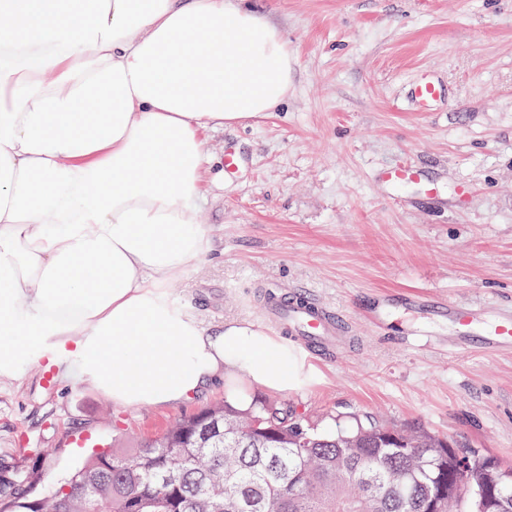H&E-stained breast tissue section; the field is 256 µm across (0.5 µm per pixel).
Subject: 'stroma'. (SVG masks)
I'll list each match as a JSON object with an SVG mask.
<instances>
[{"mask_svg":"<svg viewBox=\"0 0 512 512\" xmlns=\"http://www.w3.org/2000/svg\"><path fill=\"white\" fill-rule=\"evenodd\" d=\"M293 59L273 112L207 131L206 153L242 158L209 179L200 204L212 252L169 285L208 327L264 326L268 285L339 309L351 332L307 383L255 400L296 406L319 425L373 414L419 424L460 448L512 463V350L459 351L429 304L512 313V0H245ZM442 97L408 100L421 74ZM396 163L438 188L380 180ZM467 183L471 196L457 205ZM44 366L0 378V458L27 465L47 448L31 491L55 494L95 451L161 439L180 418L223 402L216 385L178 406H120L88 386L45 383Z\"/></svg>","mask_w":512,"mask_h":512,"instance_id":"obj_1","label":"stroma"}]
</instances>
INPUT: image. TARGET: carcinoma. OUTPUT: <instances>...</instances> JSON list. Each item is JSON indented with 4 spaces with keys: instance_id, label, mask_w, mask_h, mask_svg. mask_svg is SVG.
<instances>
[{
    "instance_id": "obj_1",
    "label": "carcinoma",
    "mask_w": 512,
    "mask_h": 512,
    "mask_svg": "<svg viewBox=\"0 0 512 512\" xmlns=\"http://www.w3.org/2000/svg\"><path fill=\"white\" fill-rule=\"evenodd\" d=\"M224 435L198 439L206 415ZM37 472L0 462L12 512H512V465L371 416L321 427L286 403H227L179 420L165 443L92 457L66 490L29 500Z\"/></svg>"
}]
</instances>
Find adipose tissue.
Returning <instances> with one entry per match:
<instances>
[{"label": "adipose tissue", "mask_w": 512, "mask_h": 512, "mask_svg": "<svg viewBox=\"0 0 512 512\" xmlns=\"http://www.w3.org/2000/svg\"><path fill=\"white\" fill-rule=\"evenodd\" d=\"M292 58L241 0H0V376L42 362L123 406L245 409L305 357L204 326L170 281L211 239L202 131L273 110Z\"/></svg>", "instance_id": "adipose-tissue-1"}]
</instances>
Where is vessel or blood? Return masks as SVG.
<instances>
[{
  "instance_id": "1",
  "label": "vessel or blood",
  "mask_w": 512,
  "mask_h": 512,
  "mask_svg": "<svg viewBox=\"0 0 512 512\" xmlns=\"http://www.w3.org/2000/svg\"><path fill=\"white\" fill-rule=\"evenodd\" d=\"M441 94L440 84L425 74L415 81L411 91L415 104L420 107L432 104ZM419 179V173L404 164L390 167L383 175L385 184L394 189ZM264 318L279 333L301 339L313 350L333 351L342 333V317L334 308L313 300L289 299L275 291L269 295ZM479 331V349L493 351L512 344V314Z\"/></svg>"
}]
</instances>
